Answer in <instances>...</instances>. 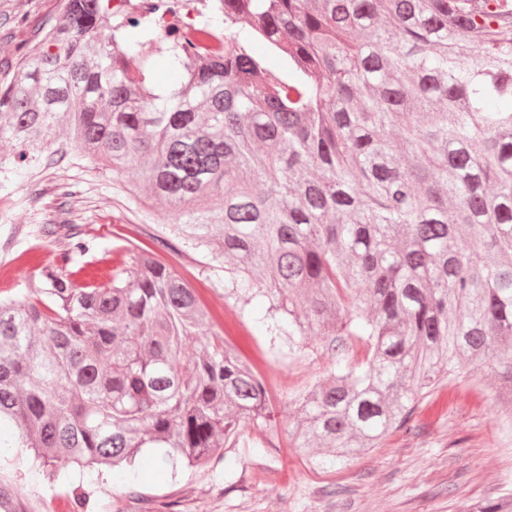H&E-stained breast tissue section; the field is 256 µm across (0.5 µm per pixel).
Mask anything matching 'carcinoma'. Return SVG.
Here are the masks:
<instances>
[{"label":"carcinoma","mask_w":512,"mask_h":512,"mask_svg":"<svg viewBox=\"0 0 512 512\" xmlns=\"http://www.w3.org/2000/svg\"><path fill=\"white\" fill-rule=\"evenodd\" d=\"M63 8L0 83V189L73 145L171 222L105 283L78 225L39 228L61 261L0 297V453L28 449L49 484L65 463L125 481L145 448L217 467L280 427L267 380L158 258L172 236L212 253L224 300L257 302L271 353L330 355L287 402L313 469L415 431L455 367H490L512 432V0H217L205 58L106 0ZM65 502L88 512L81 485ZM0 512H27L1 479ZM458 512H512V489Z\"/></svg>","instance_id":"carcinoma-1"}]
</instances>
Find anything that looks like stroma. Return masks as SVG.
<instances>
[{
    "label": "stroma",
    "instance_id": "obj_1",
    "mask_svg": "<svg viewBox=\"0 0 512 512\" xmlns=\"http://www.w3.org/2000/svg\"><path fill=\"white\" fill-rule=\"evenodd\" d=\"M62 3L0 0V79L13 77L18 53L31 49L47 24L62 19ZM62 180L74 190L65 205L55 191ZM64 207L86 235L111 250L169 221L162 206L135 200L111 172L77 154L56 167L23 173L0 190V267H14L16 283L30 274L29 268L16 266V252L33 244L36 226L52 222ZM162 256L208 305L222 308L224 325L237 324L238 309L224 301V274L207 270L203 251L176 242ZM247 329L245 350L262 356L278 404L328 374L329 355L276 360L266 355L258 324L248 322ZM492 382L489 371L478 369L451 387L437 388L416 412L417 435L394 432L347 469L309 470L282 433L273 438L278 453L261 457L240 447L224 467L175 469L148 456L132 481L115 479L107 470L91 475L72 468L68 476L84 484L95 512H160L166 501L177 502V512H456L458 500L483 502L497 497L500 489H512V442L500 431L486 399ZM4 476L32 507L44 498L64 501L66 485L45 486L27 449L0 455ZM335 485L343 495L326 496V487Z\"/></svg>",
    "mask_w": 512,
    "mask_h": 512
}]
</instances>
